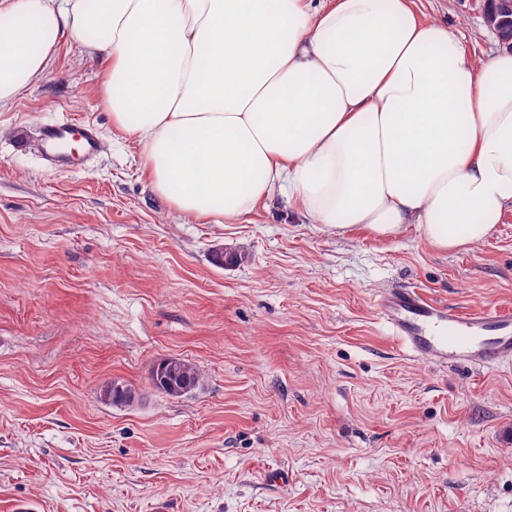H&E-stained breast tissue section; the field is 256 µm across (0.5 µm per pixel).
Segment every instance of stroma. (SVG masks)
Wrapping results in <instances>:
<instances>
[{"mask_svg": "<svg viewBox=\"0 0 512 512\" xmlns=\"http://www.w3.org/2000/svg\"><path fill=\"white\" fill-rule=\"evenodd\" d=\"M483 4L417 7L479 61L502 48ZM102 94L66 41L0 108V512H512V365L416 358L374 308L416 287L512 312V206L448 253L412 224L323 231L281 195L210 224L153 190ZM61 119L100 133L85 169L38 146ZM169 357L202 385L157 392ZM114 380L133 403L101 400Z\"/></svg>", "mask_w": 512, "mask_h": 512, "instance_id": "stroma-1", "label": "stroma"}]
</instances>
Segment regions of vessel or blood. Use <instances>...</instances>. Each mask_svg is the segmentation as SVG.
Returning a JSON list of instances; mask_svg holds the SVG:
<instances>
[{
	"label": "vessel or blood",
	"mask_w": 512,
	"mask_h": 512,
	"mask_svg": "<svg viewBox=\"0 0 512 512\" xmlns=\"http://www.w3.org/2000/svg\"><path fill=\"white\" fill-rule=\"evenodd\" d=\"M40 140L46 161L59 169H83L100 150L97 128L71 121L44 124ZM375 306L398 343L418 357L477 368L512 361L511 313L466 314L427 299L416 288L385 291Z\"/></svg>",
	"instance_id": "b4317fda"
}]
</instances>
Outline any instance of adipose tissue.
Masks as SVG:
<instances>
[{
	"mask_svg": "<svg viewBox=\"0 0 512 512\" xmlns=\"http://www.w3.org/2000/svg\"><path fill=\"white\" fill-rule=\"evenodd\" d=\"M66 41L181 213L231 223L278 193L448 252L512 206V52L474 62L413 0H0V107Z\"/></svg>",
	"mask_w": 512,
	"mask_h": 512,
	"instance_id": "1",
	"label": "adipose tissue"
}]
</instances>
